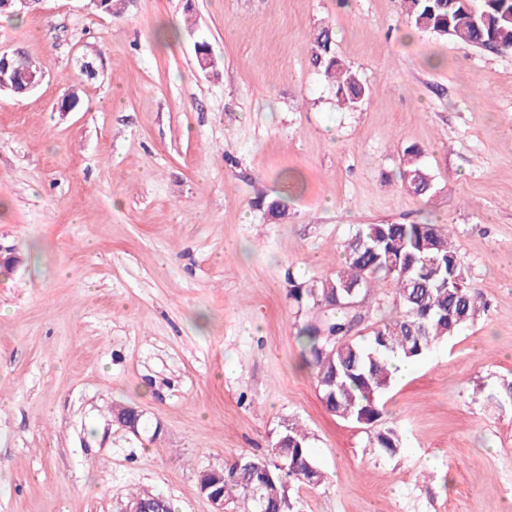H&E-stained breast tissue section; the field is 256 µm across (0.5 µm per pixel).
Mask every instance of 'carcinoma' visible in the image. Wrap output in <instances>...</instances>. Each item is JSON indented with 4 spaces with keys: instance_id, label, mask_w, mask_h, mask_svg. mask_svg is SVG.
Returning <instances> with one entry per match:
<instances>
[{
    "instance_id": "carcinoma-1",
    "label": "carcinoma",
    "mask_w": 512,
    "mask_h": 512,
    "mask_svg": "<svg viewBox=\"0 0 512 512\" xmlns=\"http://www.w3.org/2000/svg\"><path fill=\"white\" fill-rule=\"evenodd\" d=\"M401 6L412 30L466 47L512 53V0H401ZM315 45L313 64L334 85L337 101L357 106L367 88L336 58L332 28L319 29ZM419 157V150L406 148L398 177L429 202L436 185ZM385 280L395 283L402 315L360 340L355 333L362 315L351 303L363 301ZM289 296L322 313L299 337L326 409L372 429L375 446L390 454L403 447L402 436L396 428L376 423L383 415L382 396L393 383V361L420 358L489 309L468 279L448 224H362L345 243L343 261L333 275L309 287L294 284ZM274 447L288 454L287 470L263 457L242 455L222 470L225 500L241 501L245 512H294L287 487L321 484L308 434L297 424H284Z\"/></svg>"
}]
</instances>
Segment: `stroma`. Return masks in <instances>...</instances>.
Masks as SVG:
<instances>
[{
    "label": "stroma",
    "instance_id": "stroma-1",
    "mask_svg": "<svg viewBox=\"0 0 512 512\" xmlns=\"http://www.w3.org/2000/svg\"><path fill=\"white\" fill-rule=\"evenodd\" d=\"M324 26L356 108L312 63ZM0 50L43 74L0 93V512H211L201 471L271 457L288 421L324 474L295 512H512V54L409 31L399 0H42L0 15ZM410 146L432 202L397 180ZM426 222L490 309L384 395L388 455L326 410L297 339L317 312L288 288L358 225ZM358 310L365 335L398 317L393 283Z\"/></svg>",
    "mask_w": 512,
    "mask_h": 512
}]
</instances>
